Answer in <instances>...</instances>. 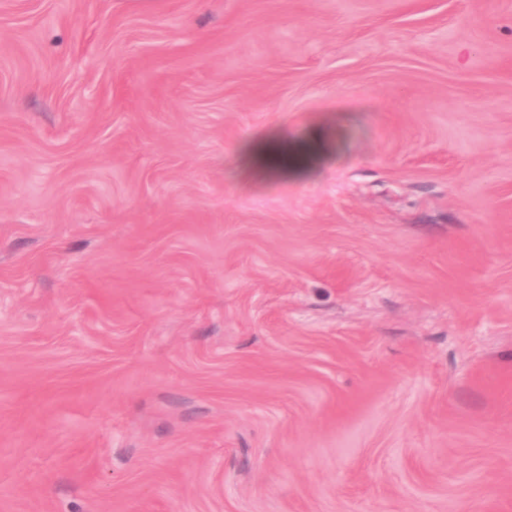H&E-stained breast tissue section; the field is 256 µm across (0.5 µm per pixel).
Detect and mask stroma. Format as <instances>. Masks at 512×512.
<instances>
[{
	"label": "stroma",
	"mask_w": 512,
	"mask_h": 512,
	"mask_svg": "<svg viewBox=\"0 0 512 512\" xmlns=\"http://www.w3.org/2000/svg\"><path fill=\"white\" fill-rule=\"evenodd\" d=\"M0 512H512V0H0ZM292 155L296 162L289 166L278 163V159ZM249 159L255 168L264 171L270 176L282 174H299L306 170L309 151L304 146L288 147L277 140L262 141L249 149Z\"/></svg>",
	"instance_id": "1"
}]
</instances>
